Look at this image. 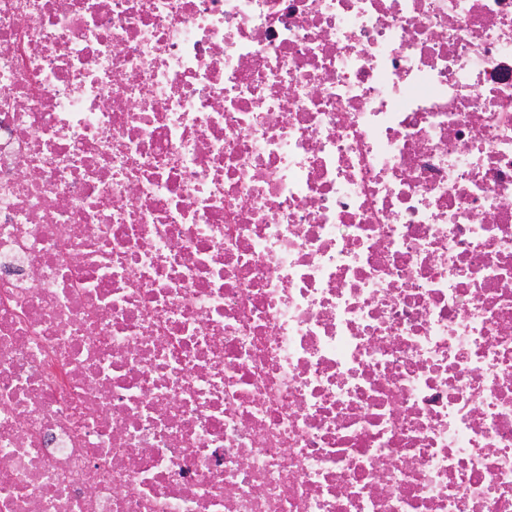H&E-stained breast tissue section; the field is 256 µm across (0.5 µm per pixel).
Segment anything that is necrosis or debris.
Wrapping results in <instances>:
<instances>
[{
    "label": "necrosis or debris",
    "mask_w": 512,
    "mask_h": 512,
    "mask_svg": "<svg viewBox=\"0 0 512 512\" xmlns=\"http://www.w3.org/2000/svg\"><path fill=\"white\" fill-rule=\"evenodd\" d=\"M0 512H512V0H0Z\"/></svg>",
    "instance_id": "necrosis-or-debris-1"
}]
</instances>
